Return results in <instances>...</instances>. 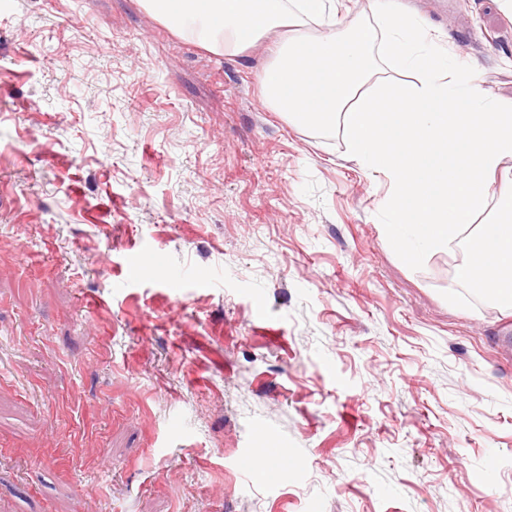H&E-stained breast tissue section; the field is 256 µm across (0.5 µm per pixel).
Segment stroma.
Here are the masks:
<instances>
[{
	"instance_id": "1",
	"label": "stroma",
	"mask_w": 512,
	"mask_h": 512,
	"mask_svg": "<svg viewBox=\"0 0 512 512\" xmlns=\"http://www.w3.org/2000/svg\"><path fill=\"white\" fill-rule=\"evenodd\" d=\"M398 3L512 105L503 0ZM274 52L0 0V512H512V313L444 299L460 243L398 258Z\"/></svg>"
}]
</instances>
